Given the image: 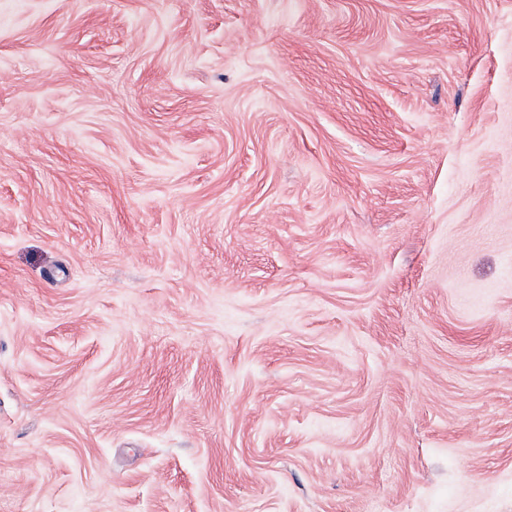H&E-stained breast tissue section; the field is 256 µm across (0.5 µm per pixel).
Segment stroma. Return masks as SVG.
Listing matches in <instances>:
<instances>
[{
  "instance_id": "35a3bbf8",
  "label": "stroma",
  "mask_w": 512,
  "mask_h": 512,
  "mask_svg": "<svg viewBox=\"0 0 512 512\" xmlns=\"http://www.w3.org/2000/svg\"><path fill=\"white\" fill-rule=\"evenodd\" d=\"M512 512V0H0V512Z\"/></svg>"
}]
</instances>
